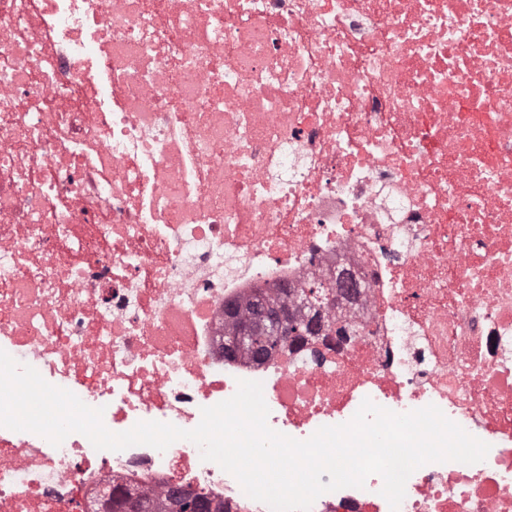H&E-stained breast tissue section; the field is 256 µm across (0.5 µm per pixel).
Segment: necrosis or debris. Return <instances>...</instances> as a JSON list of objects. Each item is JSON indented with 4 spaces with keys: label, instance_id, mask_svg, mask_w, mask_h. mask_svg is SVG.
Segmentation results:
<instances>
[{
    "label": "necrosis or debris",
    "instance_id": "4bbe7bcc",
    "mask_svg": "<svg viewBox=\"0 0 512 512\" xmlns=\"http://www.w3.org/2000/svg\"><path fill=\"white\" fill-rule=\"evenodd\" d=\"M341 265L363 336L225 356V303ZM0 349L116 433L241 380L298 440L433 404L490 450L398 512H512V0H0ZM116 482L271 512L187 440L0 427V512ZM382 486L310 512H391Z\"/></svg>",
    "mask_w": 512,
    "mask_h": 512
}]
</instances>
